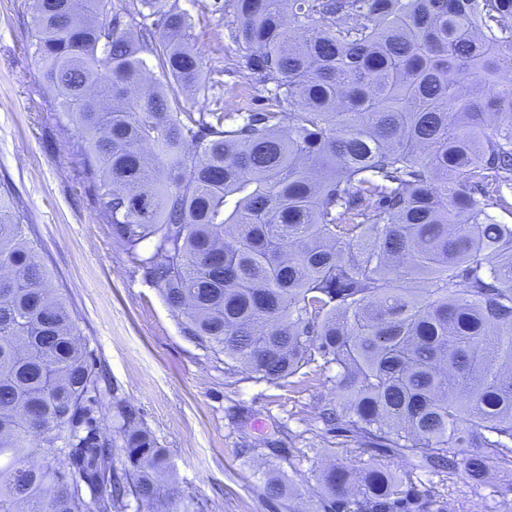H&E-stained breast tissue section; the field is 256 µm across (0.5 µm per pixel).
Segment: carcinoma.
<instances>
[{"label":"carcinoma","instance_id":"1","mask_svg":"<svg viewBox=\"0 0 512 512\" xmlns=\"http://www.w3.org/2000/svg\"><path fill=\"white\" fill-rule=\"evenodd\" d=\"M223 7L258 111L182 105L204 66L170 0H33L72 153L207 358L410 463H335L308 512H447L420 474L512 469V225L486 213L512 210V0ZM0 268V512H159L167 456L130 407L103 436L110 388L4 182Z\"/></svg>","mask_w":512,"mask_h":512}]
</instances>
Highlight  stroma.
I'll use <instances>...</instances> for the list:
<instances>
[{"label":"stroma","mask_w":512,"mask_h":512,"mask_svg":"<svg viewBox=\"0 0 512 512\" xmlns=\"http://www.w3.org/2000/svg\"><path fill=\"white\" fill-rule=\"evenodd\" d=\"M32 0H0V180L14 189L27 215V235L54 288L77 314L80 335L110 376L116 400L134 408L164 448L175 473L164 495L188 512H285L262 495L277 472L300 493L318 490L336 457L337 438L311 429L310 394L289 400L286 388L244 374L226 375L183 336L158 286L145 279L114 243L56 121L39 61L29 45ZM214 0H177L190 18L187 36L204 57L205 82L182 93L196 112L261 108L246 94L227 18ZM304 450L296 468L288 451ZM512 486V471L493 469L480 495L463 474L424 478L450 512H482Z\"/></svg>","instance_id":"stroma-1"}]
</instances>
